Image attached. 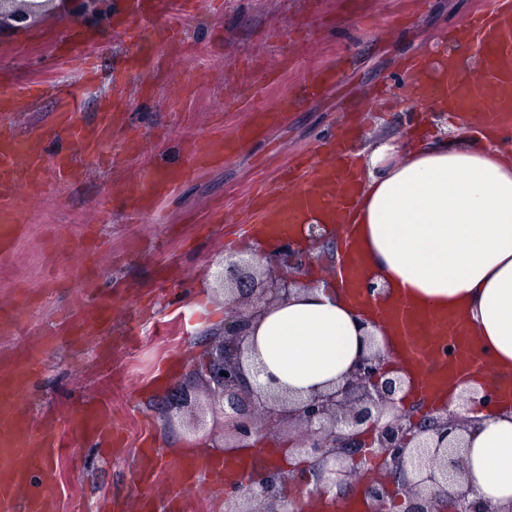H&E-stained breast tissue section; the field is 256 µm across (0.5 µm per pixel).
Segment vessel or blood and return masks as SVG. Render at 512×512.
Returning <instances> with one entry per match:
<instances>
[{"instance_id": "1", "label": "vessel or blood", "mask_w": 512, "mask_h": 512, "mask_svg": "<svg viewBox=\"0 0 512 512\" xmlns=\"http://www.w3.org/2000/svg\"><path fill=\"white\" fill-rule=\"evenodd\" d=\"M193 0H127L121 24L130 51L124 67L135 70L146 63L142 54L149 39L140 20L147 15L162 16L171 6L187 10ZM457 38L478 45L486 59V75L480 88L464 82L456 70L447 78L448 107L466 111L477 99L487 103L486 117L504 127L512 126V6L498 7L487 14L472 16ZM252 135L251 128L238 131L227 141H214L209 152L196 154L184 169L157 171L143 175L138 189L142 208H152L155 192L163 186L200 173L215 154L241 149ZM303 183L296 189H284L268 206L245 218L246 223L264 226L270 236L291 233L307 214L318 209L326 197L346 202L350 181L339 166L309 161ZM41 162L27 140L0 138V185L21 187L38 179ZM363 263L356 253H349L342 284L348 296L360 303L368 298L360 290ZM377 311L397 334L402 362L411 366L420 379L419 398L429 402L466 372H483L487 366L474 362L459 341L460 321L442 312H428L406 302L378 305ZM41 359L31 358L11 371L0 373V512H57L56 475L48 468L51 458L66 453V436H96L101 444L112 442V417L108 403L96 400L79 414L65 416L60 426L36 428L21 415L18 405L29 380L37 373ZM180 480L198 474H210L215 480L234 479L251 466L250 461L216 463L205 458H180L172 463Z\"/></svg>"}]
</instances>
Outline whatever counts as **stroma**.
Listing matches in <instances>:
<instances>
[{
	"instance_id": "obj_1",
	"label": "stroma",
	"mask_w": 512,
	"mask_h": 512,
	"mask_svg": "<svg viewBox=\"0 0 512 512\" xmlns=\"http://www.w3.org/2000/svg\"><path fill=\"white\" fill-rule=\"evenodd\" d=\"M114 3L100 0L77 20L44 11L23 37H0V99L17 83L42 87L0 109V135L34 142L43 165L35 187L0 194L20 227L11 252L0 254V311L18 315L17 324L0 325V370L41 356L20 402L34 424L106 398L124 427L111 454L75 440L54 461L58 512H99L105 496L115 512L162 503L175 484L169 474L139 475L141 424L170 459L199 437L223 449L221 414H206L204 431H195L190 413L170 414L168 395L210 346L196 289L206 283L213 305L223 306L213 273L250 234L238 211L253 181L276 178L346 123L356 155L384 136L410 139L429 105L404 93V59L443 42L494 0H196L193 11L174 9L155 22L157 55L134 72L120 64L128 44L113 24ZM73 33L98 65L96 80L82 77L78 60H61ZM323 68L334 79L299 97ZM63 88L77 139L57 130ZM283 96L295 99L286 117L262 127L246 149L180 182L152 210L135 209L143 171L185 167L248 123L254 108ZM59 157L71 159L70 178H57Z\"/></svg>"
}]
</instances>
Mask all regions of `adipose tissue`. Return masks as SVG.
I'll list each match as a JSON object with an SVG mask.
<instances>
[{"mask_svg": "<svg viewBox=\"0 0 512 512\" xmlns=\"http://www.w3.org/2000/svg\"><path fill=\"white\" fill-rule=\"evenodd\" d=\"M497 125L470 128L450 119L449 133L413 143L386 139L347 209L315 214L364 258L363 275L390 301L456 315L474 359L512 373V150ZM260 383L296 398L343 385L355 364L387 350L391 374L409 379L390 327L350 300L335 279L304 284L269 305L247 337ZM464 433L466 475L479 496L512 507V402L472 406Z\"/></svg>", "mask_w": 512, "mask_h": 512, "instance_id": "ef3b65f1", "label": "adipose tissue"}]
</instances>
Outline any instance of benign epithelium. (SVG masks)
<instances>
[{
    "label": "benign epithelium",
    "instance_id": "1",
    "mask_svg": "<svg viewBox=\"0 0 512 512\" xmlns=\"http://www.w3.org/2000/svg\"><path fill=\"white\" fill-rule=\"evenodd\" d=\"M44 7L42 0H0V19L24 26ZM282 256L298 271L311 262L308 252L285 237L267 256L264 270L257 271L246 260L229 259L217 273L225 295L224 333L214 337L207 367L195 375L213 398L212 408L220 409L224 431L234 440L224 453L248 448L252 438L296 424L302 430L299 450L316 465L312 498H323L330 485L357 484L368 512H391L395 505L401 512H441L445 502L453 512H499L475 498L474 486L464 479L463 437L457 434L464 419L450 412L423 423L415 420L411 407L399 397L401 381L382 371L381 354L362 359L346 385L297 402L251 384L242 362L249 326L267 305L288 299L296 285L271 270L273 258ZM192 389L190 382L176 385L169 406L180 410L188 405ZM372 460L411 478L398 483L384 475L373 477L368 470L358 472L359 466ZM285 481L284 471L275 463L253 471L233 489L254 507L244 511L231 507L226 512H295L283 492Z\"/></svg>",
    "mask_w": 512,
    "mask_h": 512
}]
</instances>
